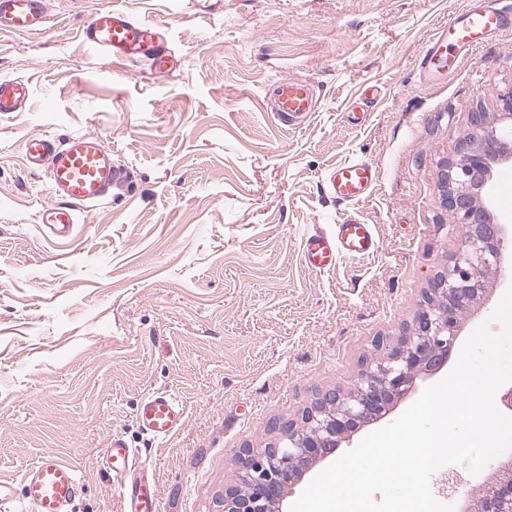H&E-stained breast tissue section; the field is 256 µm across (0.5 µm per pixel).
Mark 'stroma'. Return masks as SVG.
Returning <instances> with one entry per match:
<instances>
[{
	"label": "stroma",
	"mask_w": 512,
	"mask_h": 512,
	"mask_svg": "<svg viewBox=\"0 0 512 512\" xmlns=\"http://www.w3.org/2000/svg\"><path fill=\"white\" fill-rule=\"evenodd\" d=\"M108 1L164 26L171 75L84 42ZM466 2L51 0L43 33H0V77L31 86L25 110L0 113V479L51 451L83 477L74 512H120L101 464L119 436L141 449L159 512H224L242 449L277 440L396 345L465 237L440 206L438 166L471 113L497 112L512 87V27L452 73L422 69ZM281 78L311 83L308 122L274 118ZM352 106L365 126L348 124ZM87 132L130 178L62 247L37 222L47 180L22 144ZM353 159L377 166L378 185L364 202L334 201L325 176ZM350 216L374 225L376 253L307 268L305 236ZM511 286L488 273L462 336ZM163 390L185 418L158 441L137 415ZM496 476L492 462L476 475L446 465L430 486L457 507Z\"/></svg>",
	"instance_id": "stroma-1"
}]
</instances>
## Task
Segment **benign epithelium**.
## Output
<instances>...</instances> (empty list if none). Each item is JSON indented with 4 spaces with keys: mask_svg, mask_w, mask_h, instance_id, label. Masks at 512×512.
Here are the masks:
<instances>
[{
    "mask_svg": "<svg viewBox=\"0 0 512 512\" xmlns=\"http://www.w3.org/2000/svg\"><path fill=\"white\" fill-rule=\"evenodd\" d=\"M499 112L471 115L456 157L438 170L441 206L466 228L448 270L425 292L415 324L389 353L365 362L353 390L333 391L302 412L284 437L241 452L239 483L224 489V512H277L288 487L332 455L362 423L376 420L415 379L440 369L456 344L462 316L486 292L484 273L500 272L512 250V223L495 219L482 201L497 164L512 161V89L498 94ZM479 512H512V458L500 462Z\"/></svg>",
    "mask_w": 512,
    "mask_h": 512,
    "instance_id": "obj_1",
    "label": "benign epithelium"
}]
</instances>
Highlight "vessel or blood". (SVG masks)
Instances as JSON below:
<instances>
[{
	"label": "vessel or blood",
	"instance_id": "obj_1",
	"mask_svg": "<svg viewBox=\"0 0 512 512\" xmlns=\"http://www.w3.org/2000/svg\"><path fill=\"white\" fill-rule=\"evenodd\" d=\"M47 0H0V30L29 35L47 24ZM505 18L494 9L464 7L449 19L433 43L424 65L429 70L448 66V54H469L491 34L504 30ZM86 43L118 61L149 63L155 75L173 71L175 63L164 50V35L157 23L138 20L107 5L97 9L82 29ZM273 110L285 122L304 121L313 114V93L308 82L281 79L273 89ZM30 98L28 83L0 78V113L22 110ZM30 168H47L48 198L39 208L45 232L57 241L69 240L79 222L80 207L98 205L129 179L128 171L112 161V150L97 134L72 135L58 140L35 135L24 142ZM379 182L371 163L352 160L332 168L326 192L333 199L357 204L366 200ZM376 250L372 225L344 220L334 233L315 232L304 240L306 266L317 272L335 268L343 257L362 259ZM183 405L169 392L156 391L143 399L138 414L142 431L163 440L181 426ZM105 464L121 489L123 512H157L155 485L138 481L143 465L121 437L112 438ZM84 488L78 470L47 454L16 480L0 479V512H73Z\"/></svg>",
	"mask_w": 512,
	"mask_h": 512
}]
</instances>
